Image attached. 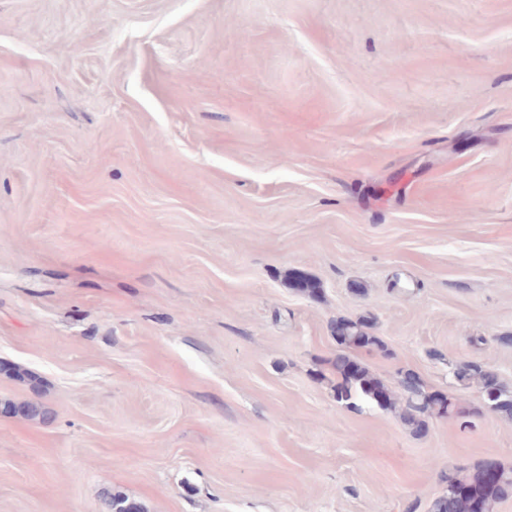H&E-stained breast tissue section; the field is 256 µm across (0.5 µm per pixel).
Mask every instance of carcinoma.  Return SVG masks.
<instances>
[{
  "mask_svg": "<svg viewBox=\"0 0 512 512\" xmlns=\"http://www.w3.org/2000/svg\"><path fill=\"white\" fill-rule=\"evenodd\" d=\"M290 285L303 293L316 295L317 283L305 274L294 271ZM369 326L363 321L341 319L336 321V343L343 348H375L385 350L382 340L368 332ZM340 381L331 386L336 400L346 404L360 398L376 404L385 410L401 409L400 416L406 426L415 434L424 430L423 417H448L456 415L461 425L468 427L471 421L442 392L427 390L423 380L414 372L400 375V394L392 392L381 380L372 376L367 368L341 354L333 364ZM457 381L474 387L481 393L484 405L490 410L512 417V393L499 383L491 372L478 361H470L453 372ZM13 413L29 420H35L46 413L41 402L24 401L7 403ZM500 476L495 481L486 479L485 466L478 467L471 474L453 473L446 477L448 489L429 506V512H474L473 503L481 504L480 512H491L493 504L512 497V469L499 468ZM101 512H144L142 506L128 498L112 495L101 500Z\"/></svg>",
  "mask_w": 512,
  "mask_h": 512,
  "instance_id": "1",
  "label": "carcinoma"
}]
</instances>
